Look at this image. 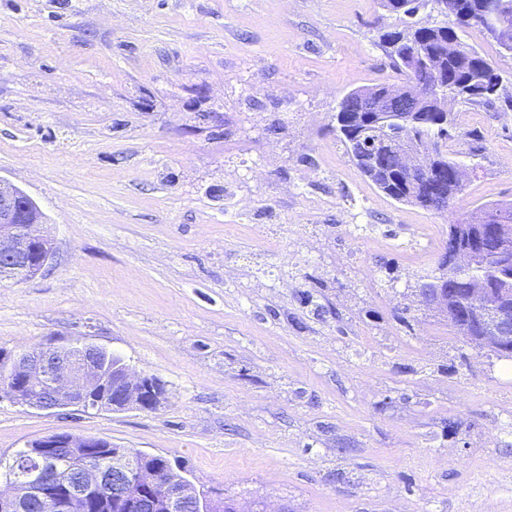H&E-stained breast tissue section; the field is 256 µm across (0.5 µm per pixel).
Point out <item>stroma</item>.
I'll use <instances>...</instances> for the list:
<instances>
[{
	"label": "stroma",
	"instance_id": "1",
	"mask_svg": "<svg viewBox=\"0 0 512 512\" xmlns=\"http://www.w3.org/2000/svg\"><path fill=\"white\" fill-rule=\"evenodd\" d=\"M382 0H0V179L52 263L0 282V352L83 337L158 409L0 399V460L52 434L185 467L239 512H512V361L422 306L449 217L360 174L333 116L396 83ZM503 99L458 105L462 211L512 202ZM388 56L390 57L394 68L402 76V81L398 84L377 83L373 85L353 88L342 97L336 112H339L340 110L347 111L349 108L354 107L355 99L359 98L360 94H369L380 98L382 94H386L393 88L408 86L414 82L423 83V81H425V78H423L422 75L410 71L402 59L395 58L392 55Z\"/></svg>",
	"mask_w": 512,
	"mask_h": 512
}]
</instances>
